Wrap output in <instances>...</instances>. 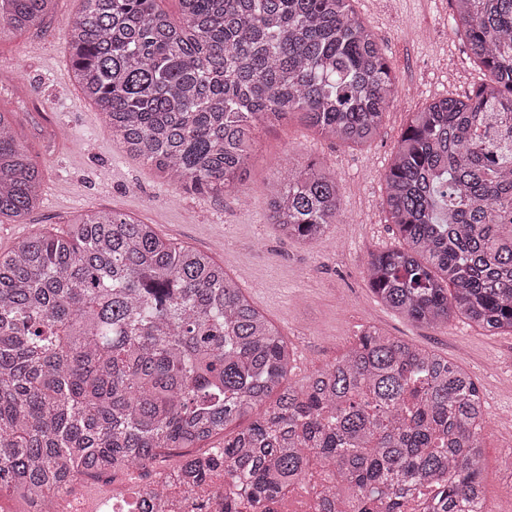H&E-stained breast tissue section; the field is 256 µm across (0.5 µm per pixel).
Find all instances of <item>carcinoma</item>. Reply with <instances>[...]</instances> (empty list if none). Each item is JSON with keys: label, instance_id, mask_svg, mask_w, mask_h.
<instances>
[{"label": "carcinoma", "instance_id": "obj_1", "mask_svg": "<svg viewBox=\"0 0 512 512\" xmlns=\"http://www.w3.org/2000/svg\"><path fill=\"white\" fill-rule=\"evenodd\" d=\"M54 0H0V34ZM486 80L413 113L385 174L404 246L373 253L378 300L438 327L461 315L512 333V0H452ZM83 0L70 21L72 79L128 156L197 192L238 188L259 122L305 115L321 137L372 140L395 77L355 0ZM43 173L0 112V217L24 218ZM280 234L307 244L341 215L333 174L279 171L269 200ZM293 348L211 255L116 211L88 209L62 235L0 253V489L50 509L71 477L192 448L203 478L249 487L258 505L320 463L334 512H401L398 492H434L439 512H487L479 437L485 402L445 356L374 326L336 362L285 385Z\"/></svg>", "mask_w": 512, "mask_h": 512}]
</instances>
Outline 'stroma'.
I'll return each instance as SVG.
<instances>
[{"instance_id": "obj_1", "label": "stroma", "mask_w": 512, "mask_h": 512, "mask_svg": "<svg viewBox=\"0 0 512 512\" xmlns=\"http://www.w3.org/2000/svg\"><path fill=\"white\" fill-rule=\"evenodd\" d=\"M82 0H55L42 22L0 37V109L14 113L18 139L43 170L41 200L19 221H0V252L37 232H63L94 207L153 225L175 243L206 252L293 344L287 375L301 384L340 358L371 324L387 335L456 359L486 403L480 433L483 479L493 512H512V334L453 317L413 322L370 291L371 254L399 247L385 206V174L397 141L425 100L468 94L484 77L451 30L448 0H358L396 76L394 107L377 136L354 147L321 137L301 113L256 127L241 192L184 191L143 160L123 153L95 106L75 88L68 63L69 22ZM322 163L340 187L341 217L302 247L268 219L266 201L287 163Z\"/></svg>"}]
</instances>
